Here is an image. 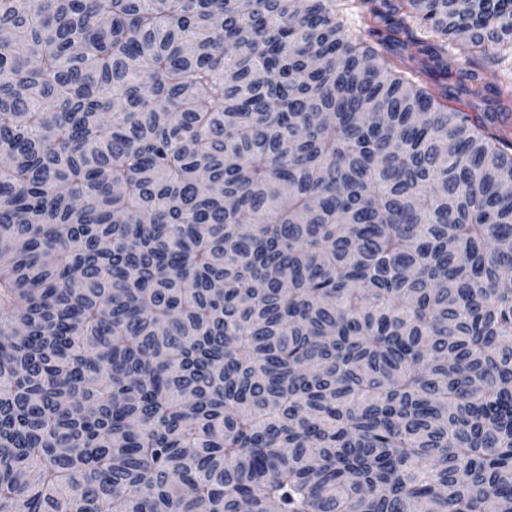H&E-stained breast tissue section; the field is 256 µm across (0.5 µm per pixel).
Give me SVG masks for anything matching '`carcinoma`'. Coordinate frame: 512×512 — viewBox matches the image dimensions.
Instances as JSON below:
<instances>
[{
	"label": "carcinoma",
	"instance_id": "1",
	"mask_svg": "<svg viewBox=\"0 0 512 512\" xmlns=\"http://www.w3.org/2000/svg\"><path fill=\"white\" fill-rule=\"evenodd\" d=\"M505 49L512 0H0V512H512Z\"/></svg>",
	"mask_w": 512,
	"mask_h": 512
}]
</instances>
